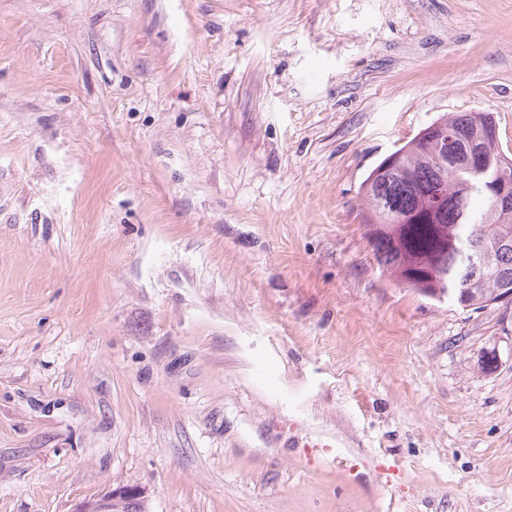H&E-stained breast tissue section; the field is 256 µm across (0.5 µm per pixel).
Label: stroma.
I'll return each mask as SVG.
<instances>
[{"label": "stroma", "instance_id": "1", "mask_svg": "<svg viewBox=\"0 0 512 512\" xmlns=\"http://www.w3.org/2000/svg\"><path fill=\"white\" fill-rule=\"evenodd\" d=\"M478 111L512 155V0H0V512H512V302L358 216ZM142 498L139 501L120 500L122 498ZM146 491L138 486L113 487L98 497L81 503L75 512H146ZM120 500V501H119ZM119 501L112 511V504Z\"/></svg>", "mask_w": 512, "mask_h": 512}]
</instances>
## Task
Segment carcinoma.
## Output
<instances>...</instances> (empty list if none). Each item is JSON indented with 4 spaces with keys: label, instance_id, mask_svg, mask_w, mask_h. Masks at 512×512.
<instances>
[{
    "label": "carcinoma",
    "instance_id": "obj_1",
    "mask_svg": "<svg viewBox=\"0 0 512 512\" xmlns=\"http://www.w3.org/2000/svg\"><path fill=\"white\" fill-rule=\"evenodd\" d=\"M429 127L431 136L416 135L395 150L393 167L384 158L362 181V224L382 225L369 244L389 279L416 291L421 280L454 288L470 309L481 310L512 295V248L494 251L475 269L471 246L477 240L493 246L512 232V206L473 190L459 157L474 147L494 164L504 157L497 120L491 112H458Z\"/></svg>",
    "mask_w": 512,
    "mask_h": 512
}]
</instances>
